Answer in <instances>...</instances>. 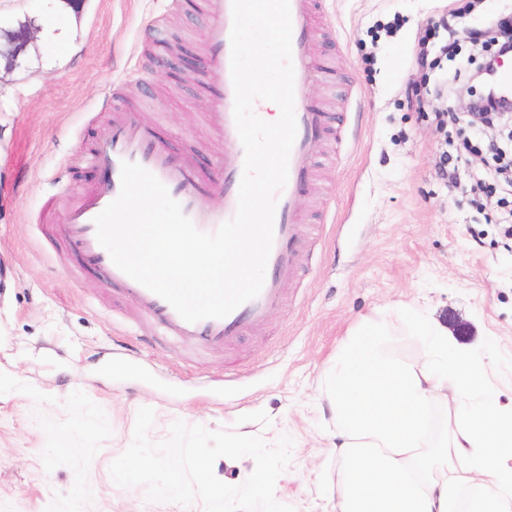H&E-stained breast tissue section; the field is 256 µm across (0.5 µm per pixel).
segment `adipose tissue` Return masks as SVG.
I'll return each instance as SVG.
<instances>
[{
  "instance_id": "ef3b65f1",
  "label": "adipose tissue",
  "mask_w": 512,
  "mask_h": 512,
  "mask_svg": "<svg viewBox=\"0 0 512 512\" xmlns=\"http://www.w3.org/2000/svg\"><path fill=\"white\" fill-rule=\"evenodd\" d=\"M487 385L484 363L417 311L351 327L321 379L338 512H512V406Z\"/></svg>"
}]
</instances>
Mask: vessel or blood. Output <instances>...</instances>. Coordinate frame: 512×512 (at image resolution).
Returning <instances> with one entry per match:
<instances>
[{
	"instance_id": "obj_1",
	"label": "vessel or blood",
	"mask_w": 512,
	"mask_h": 512,
	"mask_svg": "<svg viewBox=\"0 0 512 512\" xmlns=\"http://www.w3.org/2000/svg\"><path fill=\"white\" fill-rule=\"evenodd\" d=\"M316 3L317 0H290L297 134L289 157L288 181L278 196L275 209L274 241L265 281L256 298L224 318L187 322L168 302L117 268L109 253L98 243L93 222L94 217L118 196L121 164L125 161L139 164L154 174L200 231L215 232L235 215L245 149L234 120L230 66L231 0H204L209 29L202 60L203 72L219 100V127L224 136V153L217 161L222 195L220 205L212 208L204 203L205 188L186 159L169 151L157 139L151 126L138 122L134 114L121 111L113 114L111 126L101 132L89 156L90 164L101 173L99 186L64 208V231L69 247L87 267L103 273L115 287L126 293L154 332L173 345L193 350L224 349L250 325L264 319L280 305L279 278L289 274L298 260L301 229L297 198L309 180L311 160L321 150V133L329 121L328 113L306 97L310 82L327 73L325 66L314 63L311 52Z\"/></svg>"
}]
</instances>
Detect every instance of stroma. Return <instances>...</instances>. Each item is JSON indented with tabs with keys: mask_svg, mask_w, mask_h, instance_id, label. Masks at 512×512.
<instances>
[{
	"mask_svg": "<svg viewBox=\"0 0 512 512\" xmlns=\"http://www.w3.org/2000/svg\"><path fill=\"white\" fill-rule=\"evenodd\" d=\"M326 0L316 59L335 75L309 99L343 116L299 200L304 261L280 311L223 353L184 350L155 336L133 302L86 273L63 239L65 202L100 181L85 157L128 87L141 120L203 180L224 152L217 101L198 61L202 0H0V26L40 31L14 65L0 61V512H204L146 501L117 486L111 463L133 440L136 414L155 412L152 442L181 420L215 431L293 438L275 497L295 512H333L329 424L318 381L349 327L409 305L447 326L492 369L512 402V237L495 198L476 203V163L457 127V88L481 62L460 42L439 68L416 64L428 20L463 15L488 26L512 0ZM161 28L146 32L148 19ZM455 177L442 179V154ZM266 411L271 424H238Z\"/></svg>",
	"mask_w": 512,
	"mask_h": 512,
	"instance_id": "obj_1",
	"label": "stroma"
}]
</instances>
